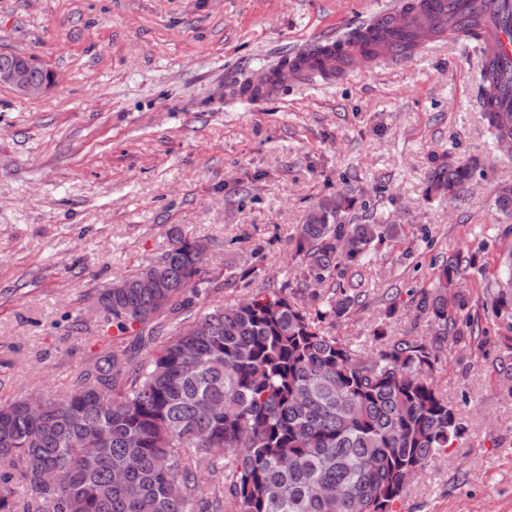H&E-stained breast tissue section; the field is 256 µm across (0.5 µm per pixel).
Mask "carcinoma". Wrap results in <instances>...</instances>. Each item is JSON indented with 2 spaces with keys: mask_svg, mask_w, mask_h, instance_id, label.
<instances>
[{
  "mask_svg": "<svg viewBox=\"0 0 512 512\" xmlns=\"http://www.w3.org/2000/svg\"><path fill=\"white\" fill-rule=\"evenodd\" d=\"M482 117L512 137L502 112ZM477 162L435 161L430 189L455 194ZM347 197L323 198L294 239L309 296L257 294L202 313L224 292L207 246L177 227L155 259L159 287L140 277L99 290L97 310L121 337L89 356L71 391L37 415L24 397L0 404V512H397L405 474L427 470L466 430L438 388L437 340L483 334L461 280L473 257L442 260L412 294L430 339L374 336L366 352L327 325L363 303L345 287L394 224H344ZM495 206L512 217V184ZM492 299L512 319V255ZM197 323L186 335L182 326ZM21 477L26 491L18 492Z\"/></svg>",
  "mask_w": 512,
  "mask_h": 512,
  "instance_id": "1",
  "label": "carcinoma"
}]
</instances>
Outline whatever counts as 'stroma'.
I'll use <instances>...</instances> for the list:
<instances>
[{"instance_id":"stroma-1","label":"stroma","mask_w":512,"mask_h":512,"mask_svg":"<svg viewBox=\"0 0 512 512\" xmlns=\"http://www.w3.org/2000/svg\"><path fill=\"white\" fill-rule=\"evenodd\" d=\"M393 0H0V53L34 57L55 83L36 98L0 86V402L65 393L115 340L103 317L73 329L98 289L169 247L179 227L239 273L200 310L259 289L304 294L291 239L320 198L350 190L344 223L397 224L346 282L363 308L333 335L373 349V331L428 339L410 289L443 256L476 255L464 282L483 312L512 247L494 206L512 183L482 118V47L449 36L410 58L331 82L239 86L301 45L349 34ZM478 162L455 198L428 193L440 155ZM490 343L444 344L437 383L467 427L415 477L400 512H512V380Z\"/></svg>"}]
</instances>
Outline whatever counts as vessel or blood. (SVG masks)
<instances>
[{"instance_id": "obj_1", "label": "vessel or blood", "mask_w": 512, "mask_h": 512, "mask_svg": "<svg viewBox=\"0 0 512 512\" xmlns=\"http://www.w3.org/2000/svg\"><path fill=\"white\" fill-rule=\"evenodd\" d=\"M402 17L381 12L366 19L358 32L346 38L306 45L280 69L263 73L248 95L260 99L286 82L327 79L357 63L397 61L414 54L433 37L432 27L456 21L471 30L478 43L490 45L506 80L494 90L496 109L512 111V0H406Z\"/></svg>"}]
</instances>
